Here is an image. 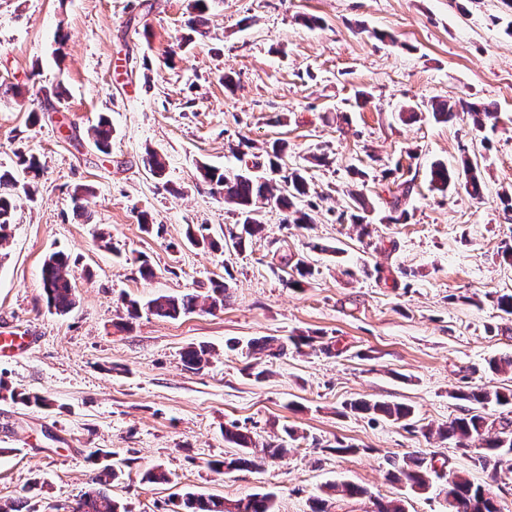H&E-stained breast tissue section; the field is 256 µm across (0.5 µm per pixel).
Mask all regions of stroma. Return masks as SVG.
Listing matches in <instances>:
<instances>
[{"label": "stroma", "mask_w": 512, "mask_h": 512, "mask_svg": "<svg viewBox=\"0 0 512 512\" xmlns=\"http://www.w3.org/2000/svg\"><path fill=\"white\" fill-rule=\"evenodd\" d=\"M192 0H0V168L39 157L35 198H19L0 243V336L30 347L0 356V504L22 512H72L94 473L90 455L111 452L124 477L112 495L127 512H176L192 491L231 504L269 491L277 512H311L326 485L351 482L366 495H333L329 512H372L377 500L405 512H448L439 490L454 475L485 486L512 512V472L475 466L454 441L428 428L463 415L465 386H507L489 370L512 356V318L495 298L512 293V7L505 0H212L208 33L186 52ZM317 17L319 27L305 25ZM232 73L233 88L224 75ZM69 93L56 102L51 91ZM20 94H13V87ZM463 97L496 104L497 119L434 120L427 104ZM112 124L110 154L88 134ZM285 167L306 169L301 208L313 222L286 223L275 205L244 251L208 252L186 231L222 238L235 205L196 178L198 163L240 170L274 141ZM166 160L155 179L145 158ZM321 164L310 163L311 155ZM478 163L486 191L434 190L433 162ZM367 173V228L339 221L351 207L354 170ZM414 180L408 218L390 223L391 190ZM86 187V215L73 211ZM148 214L152 232L138 222ZM110 235L101 247L98 230ZM68 253L77 305L48 309L44 257ZM154 269L141 278L134 259ZM313 274L288 284L284 259ZM223 280V309L178 319L141 315L126 330L124 300L206 294ZM318 333L294 348L289 337ZM275 337L283 355H248L249 341ZM213 347L204 369L184 367L193 344ZM49 398L15 403L11 391ZM368 399L404 403L410 428L352 412ZM238 423L262 443L283 427L298 438L285 459L224 475L207 461L228 448ZM354 453H337L338 445ZM433 461L431 489L415 493L389 476L409 456ZM164 467L167 484L144 473Z\"/></svg>", "instance_id": "1"}]
</instances>
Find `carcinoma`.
<instances>
[{
    "label": "carcinoma",
    "instance_id": "carcinoma-1",
    "mask_svg": "<svg viewBox=\"0 0 512 512\" xmlns=\"http://www.w3.org/2000/svg\"><path fill=\"white\" fill-rule=\"evenodd\" d=\"M209 0H192L194 11L188 21L191 30L196 31L205 24V14L208 11ZM462 111L470 116L475 129L481 130L496 119L497 107L492 103H439L433 107V117L436 120L450 121L456 112ZM92 138L98 151L107 154L112 145V124L105 116L99 118L92 129ZM21 173L11 170L0 171V242L7 239L17 209V198L21 195L33 198L32 183L40 176L42 165L34 155L20 157ZM197 178L209 185L211 189L224 197V202L237 206L239 232L230 234L232 247L236 250L245 249L253 237L262 232L263 224L259 218V204L273 202L288 212L286 222L289 224H310L312 219L303 209L297 207V202L309 192L306 169L294 168L283 176L286 185L285 192L274 193V186L268 181H262L248 172L220 171L204 163L197 165ZM429 182L439 191L459 185L464 188L470 198L481 200L484 197V182L478 164L467 162L461 168H453L442 162H435L429 169ZM414 179H406L397 184L393 192L392 207L394 214L389 220L397 223L405 218L406 210L400 208L403 200L413 191ZM355 203L357 212L350 214L353 224H362L364 213L368 212L369 203L362 190L349 191ZM201 234L187 229L188 241L197 247L211 251L224 249L223 240L211 238L202 234L205 226L198 227ZM312 269L299 260L292 268L289 284L295 288L302 287ZM43 292L48 308L59 314H67L76 306L75 285L71 273L69 257L55 251L48 254L41 268ZM226 287L224 282L215 281L210 293L204 296L209 310L224 308ZM198 296L195 294L160 295L141 305L135 300L126 302V313L130 319L141 316L142 311L159 318L177 319L182 315L196 310ZM258 348L267 352L270 357L283 354L284 345L274 337H263L247 345V349ZM210 348L206 345H192L182 353L184 366L189 370H199L209 362ZM458 398L481 406V410H472L462 416L454 417L438 426L437 434L442 439L456 440L457 447L469 452L479 453L493 461L498 466L503 460H512V423L495 429V421L491 420L483 409L489 405H511L512 389L507 387L491 388L488 386L473 387L462 392ZM351 408L365 414H375L394 423L410 426L413 415L412 409L402 403H388L370 400H359L351 404ZM482 439V446L472 447V441ZM224 442L236 449V452L222 460H211L206 463L208 469L217 473H230L256 466L248 449L253 445V437L249 430L232 423L224 427ZM112 453L101 449L94 453L98 461L97 474L93 486L80 494L75 502L73 512H127L126 508L110 493L112 484L118 482L124 475L122 468L109 461ZM392 478L406 484L412 490H426L432 484L431 470L424 466L421 459L409 458L391 472ZM447 497L452 499V512H499L487 490L463 475H457L448 481ZM180 512H275V494L265 493L238 501L226 506L221 501L206 498L201 494L186 493L181 497Z\"/></svg>",
    "mask_w": 512,
    "mask_h": 512
}]
</instances>
